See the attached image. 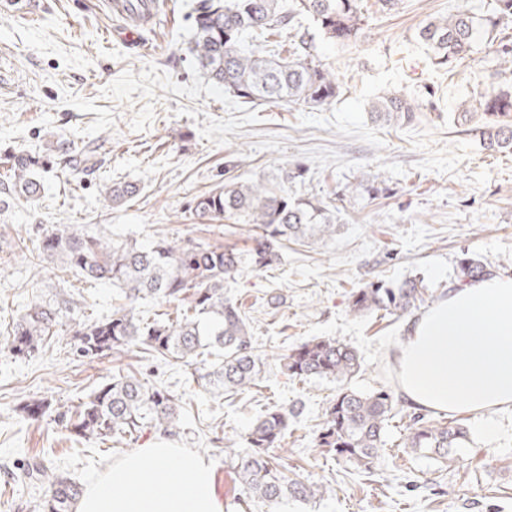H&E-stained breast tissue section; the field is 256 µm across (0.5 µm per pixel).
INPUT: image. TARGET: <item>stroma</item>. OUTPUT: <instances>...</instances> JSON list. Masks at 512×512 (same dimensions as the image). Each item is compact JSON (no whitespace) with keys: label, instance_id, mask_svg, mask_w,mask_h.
<instances>
[{"label":"stroma","instance_id":"35a3bbf8","mask_svg":"<svg viewBox=\"0 0 512 512\" xmlns=\"http://www.w3.org/2000/svg\"><path fill=\"white\" fill-rule=\"evenodd\" d=\"M196 0H164L157 21L139 25L137 40L122 38L123 19L101 0H0V155L49 152L56 140L74 152L100 150L92 174L59 168L40 173L37 202L11 198L0 206V331L33 301L60 287L83 298L85 318L111 314L118 289L89 285L39 259L38 240L52 224H102L113 239L141 244L191 238L235 249L242 265L224 294L249 317L262 355L256 386L229 396L194 382L191 364L139 349L89 360L65 340L51 339L27 359L0 351V512H38L41 488L23 477L40 457L82 484L123 454L155 441H75L52 416L24 417L33 400L52 407L84 400L101 383L133 373L181 400L184 429L173 445L209 458L224 512H239L241 489L214 436L240 438L268 407H297L275 456L285 474L330 486L307 504L253 502L249 512H512V411L488 423L465 413L458 422L469 441L445 466L405 448L409 421L395 419L371 472L336 460L315 442L321 415L337 389L326 378L291 379L281 368L296 345L333 337L355 347L360 391L397 389L393 354L404 320L350 312L352 289L369 282L399 285L423 278L440 294L459 257L482 259L512 276V152L483 150L477 132L456 128L448 112L490 84L485 48L453 63L429 64L416 39L423 20L487 0H401L390 13L363 0L367 23L354 44L318 37L312 54L333 69L339 94L319 107L242 102L203 76L186 51ZM398 92L416 100L410 125L371 123L373 97ZM301 168L288 183L293 197L329 205L340 226L335 239L287 244L278 264L261 270L250 260L245 224L223 229L198 223L192 200L231 175L242 180ZM139 184L125 205H107L104 184ZM360 190L349 193V185ZM279 295L270 304L271 295Z\"/></svg>","mask_w":512,"mask_h":512}]
</instances>
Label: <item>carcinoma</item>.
<instances>
[{"mask_svg":"<svg viewBox=\"0 0 512 512\" xmlns=\"http://www.w3.org/2000/svg\"><path fill=\"white\" fill-rule=\"evenodd\" d=\"M312 19L323 37L338 45L356 42L364 29L361 0H198L188 53L195 66L224 91L246 103H286L316 107L336 99V74L315 60L302 32V19ZM512 0H491L482 13L461 9L449 16L432 17L418 28L416 38L432 63L447 67L474 53L478 43L491 46L498 68V82L480 93L475 102L462 103L453 113L460 126L474 124L484 150H512ZM265 39L286 36L276 48L260 44L248 48L246 36ZM419 104L404 94L379 96L370 105L375 122L401 126L416 118ZM55 155L78 169L97 166L95 151L72 154L69 145L56 141ZM51 162L29 151L4 155L6 179L0 193L35 201L42 184L36 171ZM303 176V170L284 169L280 184L256 179H227L197 196L191 214L210 223L226 219L250 225L255 267H269L281 259L286 243L318 242L338 231L336 217L323 202L291 198L282 185ZM136 183L105 185V197L115 205L135 197ZM40 255L73 270L80 280L110 282L121 289L126 303L112 314L87 323L76 321L78 302L67 288L31 303L0 336V349L25 357L39 349L62 327L75 323L73 336L80 356L87 359L123 354L137 345L174 359L192 360L218 351L222 359L198 369L197 383L205 390L237 393L256 385L262 358L252 343L250 323L240 307L224 297V282L235 277L240 258L233 250L213 248L192 239H160L148 246L133 241L115 242L101 224H54L38 246ZM490 270L475 257L458 261L461 284L477 281ZM426 287L418 278L396 288L369 282L353 290L350 311L384 312L402 316L424 302ZM163 299L172 306L174 319L146 322L140 306ZM361 368L358 352L336 338H315L300 343L284 358L282 369L292 379L327 378L336 382V395L328 402L317 431V446L336 459L369 471L386 447L389 423L402 415L401 400L387 387L363 392L352 387ZM179 397L167 390L146 386L135 375H123L100 385L87 400L71 405L57 416L77 436L108 441L114 437L136 439L145 431L177 437ZM50 403L35 400L22 406L25 417L37 419ZM295 409L274 406L253 423L245 435L247 451L240 453L235 440L224 443V457L232 463L242 486L241 507L254 500L308 503L331 492L327 486L290 479L271 454L285 438ZM411 425L404 447L444 464L467 441V430L458 422L440 423L423 413L409 415ZM31 483L46 486L38 512H75L83 486L52 471L44 460L32 459L25 469Z\"/></svg>","mask_w":512,"mask_h":512,"instance_id":"obj_1","label":"carcinoma"}]
</instances>
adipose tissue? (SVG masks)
<instances>
[{
    "label": "adipose tissue",
    "instance_id": "1",
    "mask_svg": "<svg viewBox=\"0 0 512 512\" xmlns=\"http://www.w3.org/2000/svg\"><path fill=\"white\" fill-rule=\"evenodd\" d=\"M394 362L412 409L489 419L512 408V277L449 285L408 323ZM214 480L206 457L158 441L108 465L76 512H224Z\"/></svg>",
    "mask_w": 512,
    "mask_h": 512
}]
</instances>
